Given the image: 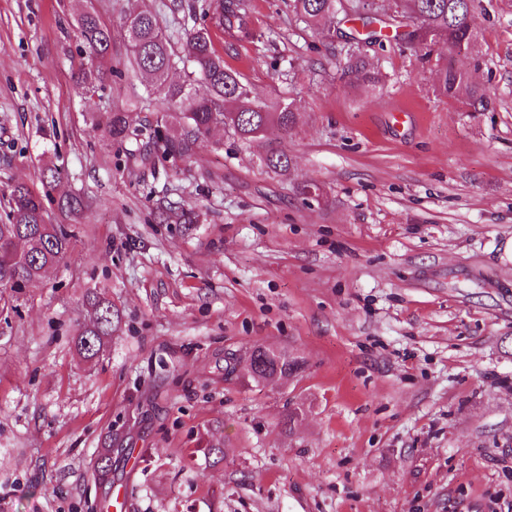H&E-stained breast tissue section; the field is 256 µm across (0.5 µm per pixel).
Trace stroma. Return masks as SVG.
Instances as JSON below:
<instances>
[{"label": "stroma", "mask_w": 512, "mask_h": 512, "mask_svg": "<svg viewBox=\"0 0 512 512\" xmlns=\"http://www.w3.org/2000/svg\"><path fill=\"white\" fill-rule=\"evenodd\" d=\"M173 3L0 0V189L48 161L89 202L62 263L20 298L0 288V512H105L119 492L128 512H512V0H481L455 60L480 112L437 95L444 41L361 44L389 76L365 92L289 0H245L247 35L216 46L295 128L218 130L150 169L91 116L163 113L125 20L155 8L177 45L218 6ZM87 9L117 71L84 95ZM162 200L194 223H157ZM89 288L113 313L91 360L72 344ZM257 346L301 370L253 381Z\"/></svg>", "instance_id": "stroma-1"}]
</instances>
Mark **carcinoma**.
Returning <instances> with one entry per match:
<instances>
[{
    "instance_id": "1",
    "label": "carcinoma",
    "mask_w": 512,
    "mask_h": 512,
    "mask_svg": "<svg viewBox=\"0 0 512 512\" xmlns=\"http://www.w3.org/2000/svg\"><path fill=\"white\" fill-rule=\"evenodd\" d=\"M338 3L340 0H292V8L303 20L320 24L326 37L332 39L341 34L344 74L353 77L363 89L374 90L382 86L385 76L370 67L356 48L363 40H381L383 33L378 25L383 20L378 10L368 4L367 13L361 15L362 30L343 32L341 26L348 19L339 16ZM396 4L405 21L395 27L393 38L402 46L423 47L435 39L448 44V58L438 69L439 92L461 100L475 112L485 108L484 92L454 60L456 56L467 55L476 40L470 18L480 0H396ZM244 8V0L221 3L219 11L210 18V26L185 32L181 57L173 51L154 11L144 9L128 17L126 33L133 63L145 79L147 91L158 95L166 106V113L157 118L153 128L162 157H193L210 131L218 126L241 141L254 143L271 124L285 134L296 125L292 104L272 106L260 100L242 81L241 73L224 64V55L215 48L212 30L222 31L232 39L244 32ZM76 36L90 58V67L78 77V86L90 93L112 72L109 59L112 33L98 15L86 11L76 19ZM183 57L194 69L187 79L172 82L169 73ZM197 82L207 85V96H197L194 89ZM93 120L108 140L126 146L128 155L135 154L131 146H140L143 130L131 125L128 113L104 112ZM263 162L280 174L288 172L291 165V159L280 152L265 153ZM60 179L58 169L46 163L40 172V187L16 182L6 189L9 211L6 220L0 222V288L10 289L16 298L49 269L59 265L72 248L73 230L66 224L48 222V208L53 206L60 216L68 217L88 206L79 197L56 194ZM157 213L165 223L172 220L193 223L191 216L170 206L159 205ZM86 305L89 324L77 332L74 345L85 357L92 358L100 351L104 337L112 334V304L90 290L86 293ZM261 363L267 369H279L286 377L302 367L301 360L286 352L263 354Z\"/></svg>"
}]
</instances>
